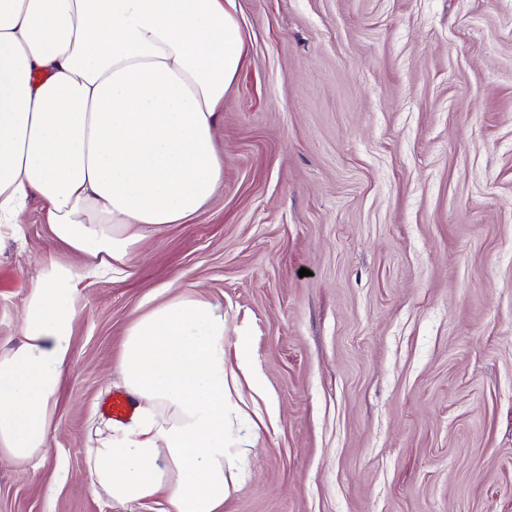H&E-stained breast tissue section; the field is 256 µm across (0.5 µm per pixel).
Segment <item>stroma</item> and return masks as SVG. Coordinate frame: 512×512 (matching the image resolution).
Returning <instances> with one entry per match:
<instances>
[{
    "instance_id": "obj_1",
    "label": "stroma",
    "mask_w": 512,
    "mask_h": 512,
    "mask_svg": "<svg viewBox=\"0 0 512 512\" xmlns=\"http://www.w3.org/2000/svg\"><path fill=\"white\" fill-rule=\"evenodd\" d=\"M246 61L224 188L84 311L35 472L0 512H164L86 487L127 328L222 301L277 406L222 512H512V0H236ZM0 244V353L52 248L40 200Z\"/></svg>"
}]
</instances>
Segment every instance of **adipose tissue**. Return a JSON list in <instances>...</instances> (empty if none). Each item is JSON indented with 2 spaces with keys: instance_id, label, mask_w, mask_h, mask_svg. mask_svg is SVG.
Masks as SVG:
<instances>
[{
  "instance_id": "ef3b65f1",
  "label": "adipose tissue",
  "mask_w": 512,
  "mask_h": 512,
  "mask_svg": "<svg viewBox=\"0 0 512 512\" xmlns=\"http://www.w3.org/2000/svg\"><path fill=\"white\" fill-rule=\"evenodd\" d=\"M234 0H0V239L45 205L20 346L0 354V458L35 469L82 312L78 285L131 276L137 246L200 213L224 186L214 128L246 44ZM70 261L58 260L55 246ZM223 306L180 293L126 332L116 364L135 412L99 429L88 489L118 505L220 512L274 412L246 351L226 350Z\"/></svg>"
}]
</instances>
